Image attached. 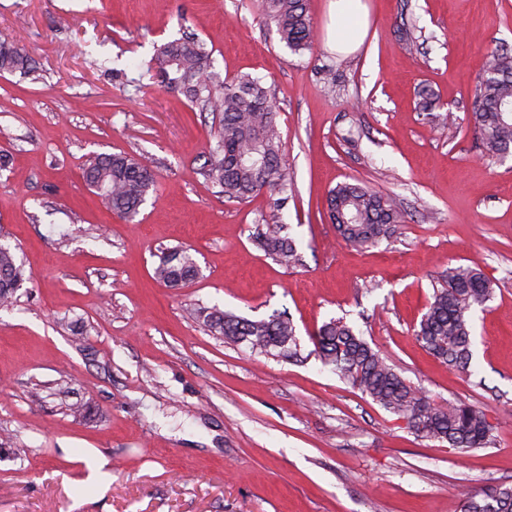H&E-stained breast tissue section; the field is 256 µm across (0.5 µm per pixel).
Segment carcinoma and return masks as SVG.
Instances as JSON below:
<instances>
[{"mask_svg":"<svg viewBox=\"0 0 512 512\" xmlns=\"http://www.w3.org/2000/svg\"><path fill=\"white\" fill-rule=\"evenodd\" d=\"M261 15L276 27L281 42L294 53L312 48L313 25L308 0H259ZM206 42L187 35L157 48L153 79L176 88L193 106L215 118L216 146L205 162L203 175L221 188L229 200L246 201L261 193L284 194L288 167L283 159L276 110L260 80L240 74L221 78ZM0 71L29 74L32 60L16 43H0ZM471 118L482 152L489 158L512 153V54L494 51L473 98ZM90 186L102 189L99 197L107 210L134 220L155 175L125 153L91 157L83 168ZM326 213L347 243L367 249L391 237L404 213L391 195L358 182H341L326 197ZM253 242L265 255L294 266L300 258L295 240L282 224L256 227ZM196 262L187 250L174 248L160 257L154 278L178 287L195 279ZM25 282L24 268L10 247L0 244V305L10 304ZM492 282L469 267L450 266L433 284L431 301L415 336L420 346L448 368L472 373L471 318L493 297ZM224 341L244 344L258 354L283 361L301 357L296 327L284 312L264 319H248L217 307L194 310ZM322 362L343 381L386 411L407 421L417 436L446 442L452 448H481L489 441L492 425L476 406L446 401L438 403L410 384L360 333L341 319L323 323L311 336ZM460 512H512V486H495L480 494L466 493Z\"/></svg>","mask_w":512,"mask_h":512,"instance_id":"obj_1","label":"carcinoma"}]
</instances>
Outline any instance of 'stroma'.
Instances as JSON below:
<instances>
[{
	"instance_id": "35a3bbf8",
	"label": "stroma",
	"mask_w": 512,
	"mask_h": 512,
	"mask_svg": "<svg viewBox=\"0 0 512 512\" xmlns=\"http://www.w3.org/2000/svg\"><path fill=\"white\" fill-rule=\"evenodd\" d=\"M365 2L367 35L342 56L327 44L331 0H309L316 39L300 54L257 0H0V42L36 66L0 72V244L27 274L0 307V512H460L461 493L512 485V156L484 157L470 119L488 53L512 50V0ZM185 31L221 77L267 88L292 184L283 208L205 181L212 115L148 69ZM116 152L157 180L132 222L82 177L87 157ZM349 179L405 216L367 250L326 215ZM279 219L298 267L251 241ZM175 247L200 269L185 288L153 278ZM451 265L494 286L473 315L469 376L414 337ZM214 305L287 312L302 360L227 344L189 315ZM339 317L433 399L479 407L490 442L418 437L324 367L310 336Z\"/></svg>"
}]
</instances>
